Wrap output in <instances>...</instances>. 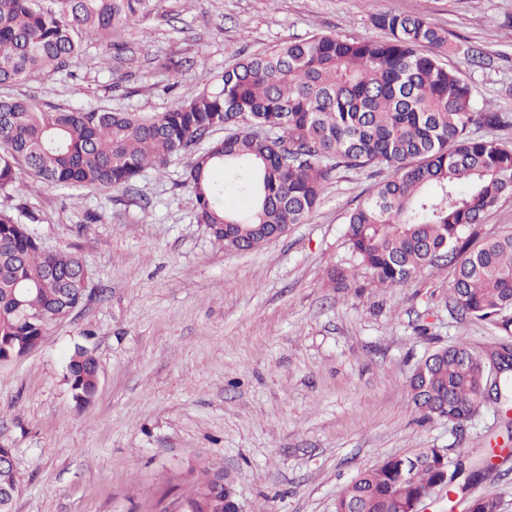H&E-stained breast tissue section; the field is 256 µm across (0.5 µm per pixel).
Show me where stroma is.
I'll list each match as a JSON object with an SVG mask.
<instances>
[{"mask_svg":"<svg viewBox=\"0 0 512 512\" xmlns=\"http://www.w3.org/2000/svg\"><path fill=\"white\" fill-rule=\"evenodd\" d=\"M390 9L447 30L446 63L476 106L505 118L475 135L512 142V0H155L114 45L87 43L65 70L12 92L164 112L288 40L385 39L373 18ZM186 164L146 169L123 189L25 176L19 192L0 193V209L28 204L44 245L76 252L91 272L84 304L0 365V444L21 476L14 512H163L208 467L223 468L243 512H334L341 489L386 458L442 448L458 459L506 441L512 422L496 404L462 429L413 410L408 381L425 354L462 339L484 355L503 338L449 304L452 266L385 290L354 266L347 216L374 170H341L308 223L233 252L197 224ZM336 265L353 287H330ZM78 343L100 367L83 408L64 381Z\"/></svg>","mask_w":512,"mask_h":512,"instance_id":"35a3bbf8","label":"stroma"}]
</instances>
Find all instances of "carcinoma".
Masks as SVG:
<instances>
[{
	"label": "carcinoma",
	"instance_id": "cac0c4a2",
	"mask_svg": "<svg viewBox=\"0 0 512 512\" xmlns=\"http://www.w3.org/2000/svg\"><path fill=\"white\" fill-rule=\"evenodd\" d=\"M153 0H0V87L33 73L51 75L84 42H109L129 22L148 17ZM374 24L383 40L314 34L239 59L218 82L152 115L46 106L0 96V192L22 174L56 187L112 190L148 167L186 155L205 135L208 162L192 156L184 183L196 220L229 251L254 250L304 224L325 186L342 169L384 166L392 177L359 202L346 237L356 264L381 288L405 287L428 267L449 262V299L462 316L512 337V228L471 246L474 228L512 195V144L476 137L502 115L474 109L471 85L443 63L448 32L420 16L388 10ZM224 131V137L213 134ZM252 199L227 208L226 189ZM24 205L0 210V363L26 356L49 324L85 298L88 268L66 249H50L31 230ZM334 288H349L348 268L329 270ZM489 380L485 357L463 341L420 360L409 380L422 421L467 423ZM66 381L74 401L97 392L93 352L75 346ZM508 401L512 365L492 386ZM13 449L0 446V512H14L20 483ZM486 462L451 461L441 448H420L360 471L336 496L335 512H409L428 489L466 490ZM224 499V472L203 470L171 512H235ZM496 512L495 495L471 500Z\"/></svg>",
	"mask_w": 512,
	"mask_h": 512
}]
</instances>
